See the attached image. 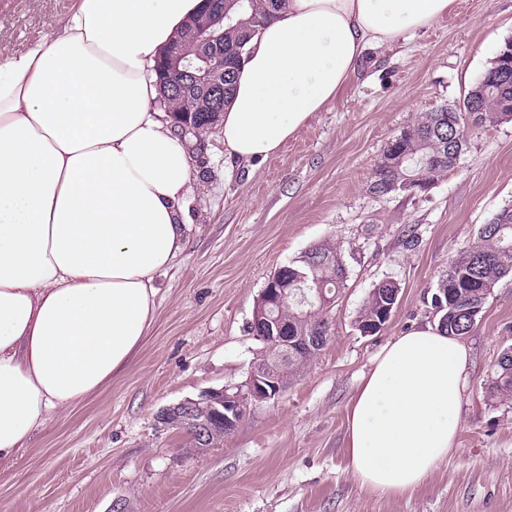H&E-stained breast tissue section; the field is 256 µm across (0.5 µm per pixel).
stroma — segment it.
<instances>
[{
	"mask_svg": "<svg viewBox=\"0 0 512 512\" xmlns=\"http://www.w3.org/2000/svg\"><path fill=\"white\" fill-rule=\"evenodd\" d=\"M59 0L0 13V48H26L65 17ZM512 38V0H456L407 42L372 51L330 106L255 169L224 177L217 134L194 155L202 217L161 277L155 320L129 364L57 413L0 466V512H512V399L492 396L512 348V274L490 292L470 350L453 455L414 491L380 495L347 468V406L383 347L434 323L431 296L458 252L512 206V120L466 126L457 165L426 191L376 196L375 165L419 113L460 104ZM336 242L347 281L324 347L278 399L250 404L223 445L199 454L159 412L244 380L259 344L254 302L279 267ZM395 280L381 331L362 335L371 289Z\"/></svg>",
	"mask_w": 512,
	"mask_h": 512,
	"instance_id": "1",
	"label": "stroma"
}]
</instances>
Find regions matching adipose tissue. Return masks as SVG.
<instances>
[{"instance_id": "ef3b65f1", "label": "adipose tissue", "mask_w": 512, "mask_h": 512, "mask_svg": "<svg viewBox=\"0 0 512 512\" xmlns=\"http://www.w3.org/2000/svg\"><path fill=\"white\" fill-rule=\"evenodd\" d=\"M455 0H287L244 47L224 175L280 153L374 48ZM199 0H77L35 47L0 51V463L100 389L151 326L199 181L153 69ZM470 352L426 324L393 339L347 406L348 468L415 490L454 451Z\"/></svg>"}]
</instances>
